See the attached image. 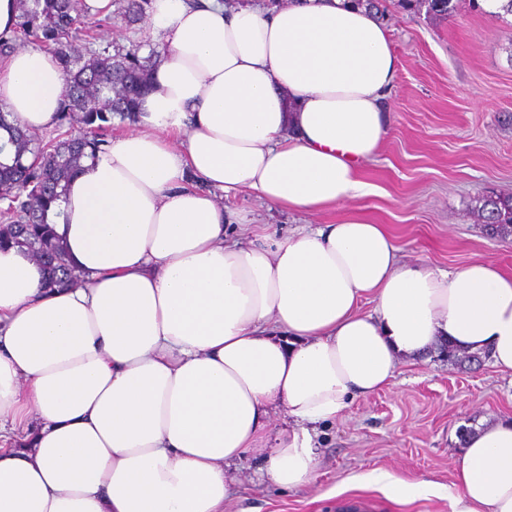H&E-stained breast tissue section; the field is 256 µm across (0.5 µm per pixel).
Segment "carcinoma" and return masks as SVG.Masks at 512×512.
I'll list each match as a JSON object with an SVG mask.
<instances>
[{"instance_id":"1","label":"carcinoma","mask_w":512,"mask_h":512,"mask_svg":"<svg viewBox=\"0 0 512 512\" xmlns=\"http://www.w3.org/2000/svg\"><path fill=\"white\" fill-rule=\"evenodd\" d=\"M13 36L0 42V55L12 43H30L55 57L62 67L67 93L57 110L51 136L22 127L0 107V245L27 250L47 271L45 287L78 279L51 227L61 215L67 182L84 158L95 155L112 135L114 120L134 124L142 99L151 89L156 51L143 45L127 48L100 43L104 28H135L150 14L152 0H112L110 14L91 13L84 0H17ZM414 15L447 18L455 0H398ZM477 216L489 234H512V194L492 192L479 201Z\"/></svg>"}]
</instances>
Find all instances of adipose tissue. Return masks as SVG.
<instances>
[{
	"instance_id": "ef3b65f1",
	"label": "adipose tissue",
	"mask_w": 512,
	"mask_h": 512,
	"mask_svg": "<svg viewBox=\"0 0 512 512\" xmlns=\"http://www.w3.org/2000/svg\"><path fill=\"white\" fill-rule=\"evenodd\" d=\"M159 55L133 130L69 181L55 232L81 279L46 288L0 249V512H224L227 466L271 484L318 468L321 424L440 343L512 375V274L407 264L349 216L287 236L214 191L317 213L364 194L397 58L343 0L226 8L153 0ZM66 84L37 48L0 66V105L51 128ZM372 312H362L365 300ZM287 419L272 426L271 416ZM450 512H512V418L465 436Z\"/></svg>"
}]
</instances>
